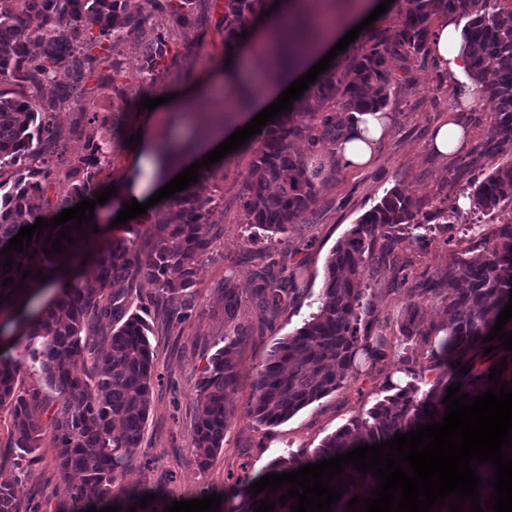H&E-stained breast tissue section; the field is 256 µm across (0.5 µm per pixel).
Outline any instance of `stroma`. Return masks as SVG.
I'll return each mask as SVG.
<instances>
[{
  "mask_svg": "<svg viewBox=\"0 0 512 512\" xmlns=\"http://www.w3.org/2000/svg\"><path fill=\"white\" fill-rule=\"evenodd\" d=\"M177 41L191 45L188 65L169 68L158 85L159 91L173 90L199 80L208 66L224 59V40L216 30L199 37L196 29L180 31ZM392 73L386 107V134L379 142L373 161L366 167L345 166L330 147L313 150L325 164L317 182L316 200L304 222L289 227L287 233H260L248 238L243 224L242 203L246 193L245 176L252 155L233 151L218 162L216 178L198 181L195 188L221 200L224 217L213 230L212 248L197 264L196 285L187 299L170 298L158 303L156 290L143 279H134L125 296L128 310L148 321L149 342L155 356L154 383L150 411L140 445L131 449L123 470L112 486L113 495L151 488L159 493V507L173 501L201 498L213 493L222 497L220 512H231L234 499L228 498L227 475L249 462L254 473H263L273 460L300 448L319 447L322 440L367 411L381 400L384 377L378 367H363L359 376L349 379L335 392L306 406L288 421L273 427L257 425L246 414L253 394L256 373L265 364L277 342L294 335L319 305L326 263L332 250L357 220L392 188H400L413 199L436 207L444 202L459 203L457 228L491 218L504 224L512 221V207L501 204L492 213L472 210L468 203L473 185L499 165L512 161V153L491 157L481 146L492 125L488 102L477 107H460L451 112L455 94L453 82L433 60L397 55L389 60ZM211 102H196L185 112L171 113L159 133L160 142L198 140L211 127ZM91 112L62 111L55 123L62 138L52 153L53 173L45 202L56 205L66 186L69 161L81 154ZM143 118L141 112H116L112 119L119 133L103 163L101 180L123 187L127 158L132 151L128 140L135 135ZM468 128L470 139L455 153L443 155L433 147L437 126L448 119ZM116 211L103 215V229L97 245L114 239H127L136 249L148 251L151 225L134 218L116 224ZM430 244L409 251L412 275H432L442 270L452 256L468 252L469 239L449 237L445 225H434ZM286 263L298 275L304 295L286 311L260 316L251 304H243L238 321L250 326L252 336L238 351L239 378L224 430V446L211 466L198 470L193 462L192 432L198 403L197 386L210 358L224 345L230 325L224 320V299L220 293L225 280H232L242 295H250L265 258ZM393 270L378 264L376 272H365L363 299L369 304L364 320L377 334L387 333V315L406 307L407 293L391 289ZM13 431L8 408L0 409V483L14 486L19 512H55L71 486L56 467L60 449L51 428H44L33 462L16 465L9 450Z\"/></svg>",
  "mask_w": 512,
  "mask_h": 512,
  "instance_id": "obj_1",
  "label": "stroma"
}]
</instances>
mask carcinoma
I'll list each match as a JSON object with an SVG mask.
<instances>
[{"instance_id": "carcinoma-1", "label": "carcinoma", "mask_w": 512, "mask_h": 512, "mask_svg": "<svg viewBox=\"0 0 512 512\" xmlns=\"http://www.w3.org/2000/svg\"><path fill=\"white\" fill-rule=\"evenodd\" d=\"M129 0H0V77L17 89L0 90V161L9 159L12 175L3 178L0 165V250L24 226L43 217L49 162L33 165L45 155L42 146L55 144L61 132L55 113L66 108L84 110L83 103L97 93L110 102L109 111L129 112L156 86L165 71L191 54L188 46L174 45L173 32L209 25L224 35L229 46L236 35L273 0H225L224 12L212 20L215 4L210 0H145L132 11ZM500 0H409V8L389 36L372 35L362 51L341 66L322 73L298 99L297 106L274 118L257 134L255 150L246 176L247 195L243 214L248 228L286 233L310 211L316 198L319 175L310 156L295 149L304 140L314 149L336 144L350 115L366 108H385L391 84L390 57L397 52L423 58L431 54V26L448 12L466 20L464 36L470 49V78L492 105L494 122L483 145V153L494 156L512 148V6L494 7ZM40 25L29 29L31 16ZM325 21L308 23L305 37L298 40L286 27L273 39L291 45L297 52L307 50ZM128 38L141 46L138 67L140 84L118 82L125 63L119 51ZM58 72L67 81L56 85L53 95H40L45 83ZM95 86H87L88 80ZM87 135L86 152L75 157L67 172V188L58 210L71 207L101 186V158L112 147L116 128L104 115L93 116ZM41 149L32 150L33 144ZM512 198V164L498 167L482 180L470 195L473 209L492 211ZM448 221L445 209L422 213V208L400 189L392 188L372 209L364 213L334 248L327 264L318 311L297 332L272 351L257 373L254 393L246 413L259 426L287 421L311 403L336 391L358 371L360 361L386 365L391 353L397 357L396 372L409 378L400 386L393 374L386 376L382 400L348 424L327 436L319 447L300 448L273 461L278 473L317 463L358 445L376 444L406 433L420 424L441 421L447 388L460 382V391L477 396L493 383L490 367L503 360L501 341L483 338L491 332L500 312L512 298V224H500L489 236L475 242L482 255L471 259L455 257L434 276L409 284L408 262L399 250L402 244L421 247L427 237L421 233L434 221ZM153 224V246L141 254L125 240H113L99 250L77 252L62 241L66 252L56 254L45 238L56 240L62 227L42 230L40 240L31 241L28 254L11 252L15 258L10 272H4L0 255V347L12 346L17 333L25 330L26 350L33 368L46 385L57 393L50 402L34 391L16 393L18 368L0 358V407L11 406L13 442L11 452L19 461L34 456L40 440L42 418L49 417L55 438L62 448L57 466L64 476L79 477L83 487L111 506L127 512V499L112 497V483L124 468L127 455L138 447L150 410L154 378L153 353L147 321L124 304V285L133 274L156 286L159 294L184 296L194 286L199 256L212 243L204 227L219 223V203L188 188L177 193L148 218ZM51 254H46V251ZM388 261L394 273V291L408 288L418 299L429 296L445 304L446 318L438 325L421 326L419 304L410 303L396 319L397 334L373 336L361 327L363 307L361 281L366 259ZM87 261L95 266L92 282H80L77 269ZM30 276L22 278V271ZM63 273L60 293L53 307H35L41 295L34 286L42 279L37 272ZM14 281L1 284L6 278ZM22 289H17V286ZM111 292L104 293L105 288ZM224 320L233 323L224 336V347L211 357L198 383V418L192 443L197 468H208L223 448L224 427L229 405L238 382V347L249 337V328L237 322L243 297L230 279L224 280ZM296 277L273 259L267 261L250 295L261 315L275 314L302 295ZM112 326L110 336L99 341L101 321ZM423 342L431 347L428 362L414 360L409 351ZM495 350L485 353V348ZM96 359L95 376H81L75 366L86 357ZM458 368H453V364ZM466 366V374L459 368ZM435 377L431 387L420 393L419 384L427 374ZM434 412L429 416L425 410ZM229 476L232 498L238 500L232 512H254L255 501L275 502L274 512H291L296 500L281 504L279 496L264 490L253 496L249 486L260 479L248 463ZM342 478L346 493L333 506L334 512H363L347 507L354 496L364 499L377 481L347 466ZM80 490L62 501L56 512H86ZM0 512H18L12 487L0 485Z\"/></svg>"}]
</instances>
